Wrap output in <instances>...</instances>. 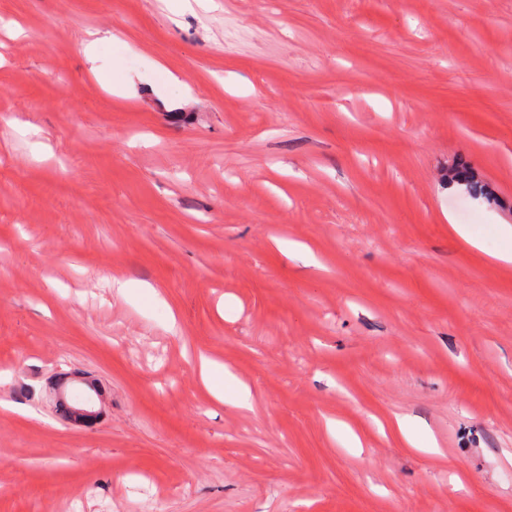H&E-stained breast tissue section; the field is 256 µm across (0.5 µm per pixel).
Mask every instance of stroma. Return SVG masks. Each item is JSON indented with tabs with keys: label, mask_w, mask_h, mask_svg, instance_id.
Segmentation results:
<instances>
[{
	"label": "stroma",
	"mask_w": 512,
	"mask_h": 512,
	"mask_svg": "<svg viewBox=\"0 0 512 512\" xmlns=\"http://www.w3.org/2000/svg\"><path fill=\"white\" fill-rule=\"evenodd\" d=\"M503 224L512 0H0V512H512ZM200 373L204 384L210 388L217 399L226 400L224 391L225 383H234V391L228 398L235 406L242 409H251V392L249 388L236 381L233 374L226 367H216L213 362L204 355L199 358Z\"/></svg>",
	"instance_id": "stroma-1"
}]
</instances>
